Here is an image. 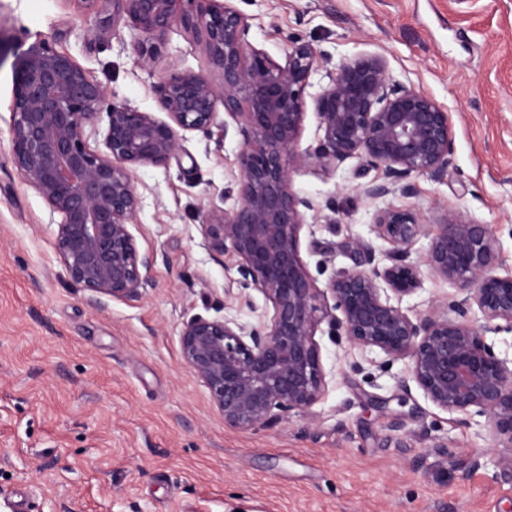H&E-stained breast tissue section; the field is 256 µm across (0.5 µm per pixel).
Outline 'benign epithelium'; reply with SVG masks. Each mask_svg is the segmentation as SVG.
Listing matches in <instances>:
<instances>
[{"label":"benign epithelium","instance_id":"benign-epithelium-1","mask_svg":"<svg viewBox=\"0 0 512 512\" xmlns=\"http://www.w3.org/2000/svg\"><path fill=\"white\" fill-rule=\"evenodd\" d=\"M89 11L112 4L104 24H124L141 36L137 51L149 62L175 25L199 39L218 71L222 94L209 75L173 69L156 85L166 119L112 103L104 150L90 148L87 128L107 103L104 88L65 52L43 40L14 62L10 109L11 160L23 182L60 216L54 245L68 278L101 307L107 299L136 298L153 286L156 253L138 249L131 226L140 198L132 181L139 166L165 167L180 147V132L209 133L217 103L237 125L235 174L239 202L213 206L201 217L205 246L236 258L247 288L271 305L260 327L234 318L194 315L183 323V365L209 390L224 424L241 431L272 426L306 413L324 395L326 374L315 339L322 322L353 345L411 360L425 396L450 413L485 416L496 437L512 446V368L485 342L512 332V272L499 273L487 227L461 213L431 224L393 207L376 213L395 263L372 257L339 272L328 284V305L300 256V232L313 203L291 190V174L315 165L328 174L349 159L379 172L363 195L378 200L416 191L413 178H442L453 153L452 122L420 89L390 79L379 55L345 59L326 71L312 97L319 131L300 149L306 89L328 55L296 43L280 64L247 39L249 26L225 0H80ZM434 226L429 272L460 285L445 303L410 317L392 303L422 283L417 265L402 257ZM481 321L472 319L473 309Z\"/></svg>","mask_w":512,"mask_h":512}]
</instances>
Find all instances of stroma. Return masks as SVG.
Instances as JSON below:
<instances>
[{
  "label": "stroma",
  "mask_w": 512,
  "mask_h": 512,
  "mask_svg": "<svg viewBox=\"0 0 512 512\" xmlns=\"http://www.w3.org/2000/svg\"><path fill=\"white\" fill-rule=\"evenodd\" d=\"M248 39L284 62L294 42L332 64L382 55L392 80L431 95L453 123L439 181L413 196L370 201L376 170L356 160L324 174L306 167L291 187L311 199L300 255L317 288L366 255L391 265L375 216L390 206L433 219L463 213L487 225L512 268V0H231ZM0 512H512V446L485 417L461 420L429 401L410 362L315 339L328 387L309 415L243 432L225 425L208 389L182 363L194 314L265 321L262 294L241 289L236 260L209 251L198 216L238 201L235 128L183 134L167 167L133 174L141 205L131 231L157 254L142 296L88 306L54 250L59 221L25 185L10 155L13 63L40 39L70 53L108 98L160 115L155 86L170 67L207 71L182 27L149 64L129 27L104 28L77 0H0ZM338 209L335 223L321 213ZM454 282L424 274L409 315L450 298ZM486 464L474 467L475 456Z\"/></svg>",
  "instance_id": "1"
}]
</instances>
